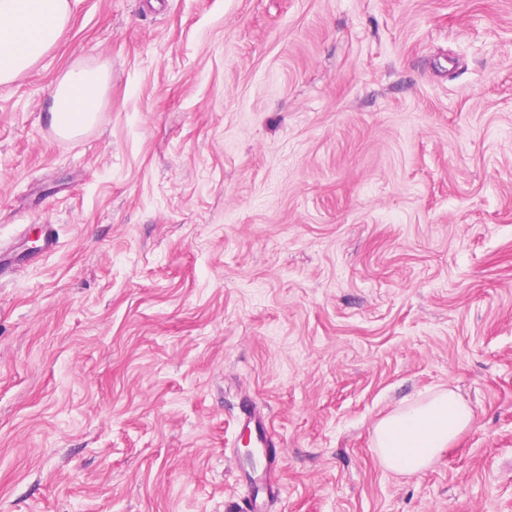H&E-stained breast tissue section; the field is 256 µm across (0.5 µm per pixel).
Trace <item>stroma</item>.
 Wrapping results in <instances>:
<instances>
[{
	"mask_svg": "<svg viewBox=\"0 0 512 512\" xmlns=\"http://www.w3.org/2000/svg\"><path fill=\"white\" fill-rule=\"evenodd\" d=\"M78 65L107 88L62 139ZM439 387L472 425L384 470L375 423ZM253 496L512 512V0H74L0 86V512ZM106 74L100 68L71 67L50 91L49 120L54 130L68 137L95 122L103 103Z\"/></svg>",
	"mask_w": 512,
	"mask_h": 512,
	"instance_id": "stroma-1",
	"label": "stroma"
}]
</instances>
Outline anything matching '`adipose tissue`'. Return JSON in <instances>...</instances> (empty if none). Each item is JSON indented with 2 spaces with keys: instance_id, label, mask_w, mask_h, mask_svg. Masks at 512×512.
I'll return each instance as SVG.
<instances>
[{
  "instance_id": "adipose-tissue-1",
  "label": "adipose tissue",
  "mask_w": 512,
  "mask_h": 512,
  "mask_svg": "<svg viewBox=\"0 0 512 512\" xmlns=\"http://www.w3.org/2000/svg\"><path fill=\"white\" fill-rule=\"evenodd\" d=\"M72 14L70 0H0V85L14 83L55 47ZM106 74L72 67L50 91L49 120L68 137L92 125L103 103ZM473 421L471 407L453 389L417 397L379 419L373 444L386 470L413 475L433 460Z\"/></svg>"
}]
</instances>
